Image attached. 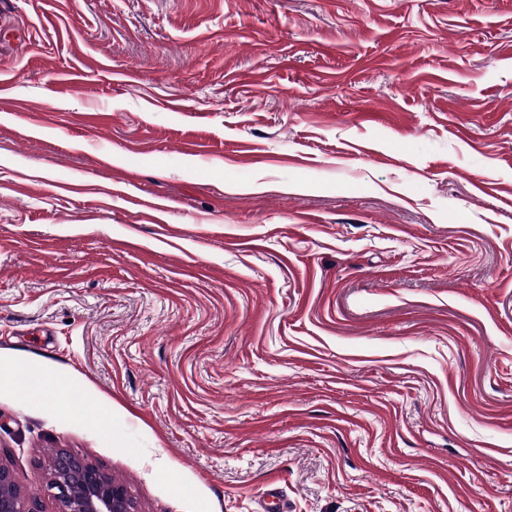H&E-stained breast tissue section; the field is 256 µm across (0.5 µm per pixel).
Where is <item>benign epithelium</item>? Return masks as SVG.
<instances>
[{
  "label": "benign epithelium",
  "instance_id": "7a95c632",
  "mask_svg": "<svg viewBox=\"0 0 512 512\" xmlns=\"http://www.w3.org/2000/svg\"><path fill=\"white\" fill-rule=\"evenodd\" d=\"M52 471L49 483L25 494L18 489L11 471L0 465V512H44L43 494L56 502L59 512H138L125 486L80 456L57 451Z\"/></svg>",
  "mask_w": 512,
  "mask_h": 512
}]
</instances>
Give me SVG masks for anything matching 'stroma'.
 <instances>
[{
	"label": "stroma",
	"instance_id": "obj_1",
	"mask_svg": "<svg viewBox=\"0 0 512 512\" xmlns=\"http://www.w3.org/2000/svg\"><path fill=\"white\" fill-rule=\"evenodd\" d=\"M0 356L26 492L512 512V0H13Z\"/></svg>",
	"mask_w": 512,
	"mask_h": 512
}]
</instances>
